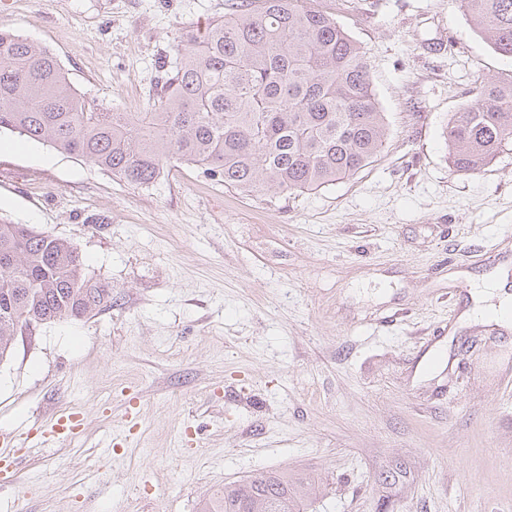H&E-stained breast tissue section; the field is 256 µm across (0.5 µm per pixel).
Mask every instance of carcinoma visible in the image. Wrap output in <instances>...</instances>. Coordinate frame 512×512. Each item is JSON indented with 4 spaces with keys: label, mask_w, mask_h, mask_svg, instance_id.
I'll return each instance as SVG.
<instances>
[{
    "label": "carcinoma",
    "mask_w": 512,
    "mask_h": 512,
    "mask_svg": "<svg viewBox=\"0 0 512 512\" xmlns=\"http://www.w3.org/2000/svg\"><path fill=\"white\" fill-rule=\"evenodd\" d=\"M470 29L512 59V0H462ZM145 112H107L46 48L0 28V132L147 186L177 164L224 187L279 195L357 173L388 136L360 44L311 0H239L182 34ZM449 161L474 172L512 148V82L485 81L445 127ZM112 307L71 242L0 218V361L30 326ZM227 484L199 512H296L305 481L271 471Z\"/></svg>",
    "instance_id": "carcinoma-1"
}]
</instances>
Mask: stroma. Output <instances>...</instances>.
<instances>
[{
	"mask_svg": "<svg viewBox=\"0 0 512 512\" xmlns=\"http://www.w3.org/2000/svg\"><path fill=\"white\" fill-rule=\"evenodd\" d=\"M316 2L365 51L389 128L332 185L246 195L183 164L135 186L0 134V217L69 240L112 290L0 362V430L84 414L77 441L26 451L0 512H198L282 470L314 484L308 512H512V321L466 316L474 278L512 293V151L457 172L443 137L512 60L460 0ZM228 4L9 0L0 28L142 112L177 37ZM129 413L131 441L101 448Z\"/></svg>",
	"mask_w": 512,
	"mask_h": 512,
	"instance_id": "obj_1",
	"label": "stroma"
}]
</instances>
